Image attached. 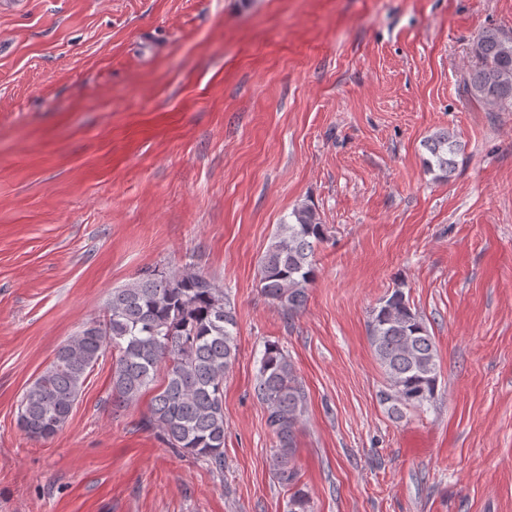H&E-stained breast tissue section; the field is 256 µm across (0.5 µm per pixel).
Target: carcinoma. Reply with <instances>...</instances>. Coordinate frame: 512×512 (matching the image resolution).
Masks as SVG:
<instances>
[{"instance_id":"obj_1","label":"carcinoma","mask_w":512,"mask_h":512,"mask_svg":"<svg viewBox=\"0 0 512 512\" xmlns=\"http://www.w3.org/2000/svg\"><path fill=\"white\" fill-rule=\"evenodd\" d=\"M473 65L463 79L468 98L484 112L512 107V31L489 26L479 32ZM428 172L449 180L461 144L446 130L427 137ZM324 225L312 206L293 209L277 225L260 261L261 292L288 314L307 303L316 277L315 251ZM237 315L216 281L189 265L141 274L112 289L103 315L86 322L60 345L52 361L23 393L17 416L30 438L48 439L68 421L91 369L107 351L112 362V405L126 407L163 374L141 426L159 432L179 453L224 471V376L238 356ZM369 339L384 370L379 400L398 416L436 397V348L422 318L396 289L373 311ZM255 393L266 411L276 444L270 467L287 488L288 512H313L299 487L296 433L308 407V393L276 342L264 345Z\"/></svg>"}]
</instances>
